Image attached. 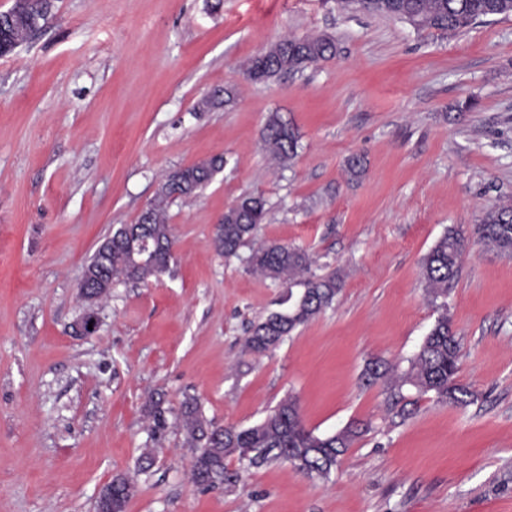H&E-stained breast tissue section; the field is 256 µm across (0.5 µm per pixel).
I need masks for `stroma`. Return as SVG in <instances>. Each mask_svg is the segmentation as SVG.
I'll list each match as a JSON object with an SVG mask.
<instances>
[{"label":"stroma","instance_id":"stroma-1","mask_svg":"<svg viewBox=\"0 0 512 512\" xmlns=\"http://www.w3.org/2000/svg\"><path fill=\"white\" fill-rule=\"evenodd\" d=\"M309 34L334 37L335 57L243 78L248 59ZM229 85L231 102L199 109ZM273 114L298 135L285 168L262 150ZM216 155L212 183L169 206L172 272L114 283L99 331L74 335L96 247L168 172ZM247 194L267 202L256 242L299 246L342 281L264 355L247 348L249 327L286 290L212 245ZM506 204L512 15L451 36L338 0H51L0 57V512H94L98 488L131 473L126 512H512V255L476 233ZM451 225L468 241L448 297L459 379L477 396L464 409L362 380L375 359L405 371L433 326L421 265ZM156 393L170 407L198 397L207 418L239 427L290 395L315 434L371 430L328 480L230 457L232 482L207 489L177 426L155 445Z\"/></svg>","mask_w":512,"mask_h":512}]
</instances>
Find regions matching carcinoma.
I'll list each match as a JSON object with an SVG mask.
<instances>
[{"mask_svg":"<svg viewBox=\"0 0 512 512\" xmlns=\"http://www.w3.org/2000/svg\"><path fill=\"white\" fill-rule=\"evenodd\" d=\"M374 13L404 19L420 29L459 32L476 20L512 14V0H342ZM49 0L14 3L10 11L0 13V48L12 52L45 19ZM335 41L323 36L287 37L251 58L243 73L254 83H267L281 74L300 70L336 55ZM266 151L283 167L297 155L295 130L278 116L271 117L263 135ZM224 167V157L182 167L171 172L161 190L150 202L144 223L120 224L104 238L90 257L86 272L116 281L124 279L148 285L171 270L174 262V232L169 224L168 208L175 199L198 196ZM266 201L261 196L245 195L224 211L213 237L215 251L226 259L237 258L247 268L259 272L288 289V309L275 311L253 323L246 344L262 355L279 347L298 328L306 325L324 309L332 306L342 290L336 275H316L313 260L302 248L286 243H268L251 249L243 257L240 250L255 237L266 216ZM479 239L503 254H512V207L487 211L478 224ZM465 248L461 230L450 227L423 259L422 274L427 293L439 315L419 350L409 359L400 376L390 375V366L380 360L366 365L363 376L371 385L383 380L393 393L410 385L422 394L431 393L436 401L465 408L476 394L458 380L461 340L448 312V294L457 280ZM299 287V294L293 289ZM148 415L154 441H162L169 428L168 414L182 431L191 448L206 453L191 471L192 481L203 488L228 480L224 461L230 456L239 463L258 467L284 462L309 478L327 479L354 442L369 430V425L352 423L331 435H317L305 427L296 399L289 396L259 423L249 427L221 425L205 416L199 400L188 396L177 412L164 407L161 397L150 398ZM112 508L98 504L102 512H125L136 492V481L129 475H117L108 483Z\"/></svg>","mask_w":512,"mask_h":512,"instance_id":"cac0c4a2","label":"carcinoma"}]
</instances>
